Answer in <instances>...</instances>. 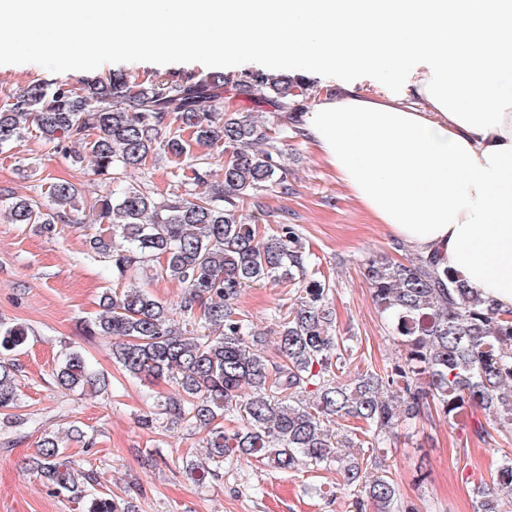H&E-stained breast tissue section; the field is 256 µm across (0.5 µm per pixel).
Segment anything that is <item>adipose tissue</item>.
<instances>
[{
	"mask_svg": "<svg viewBox=\"0 0 512 512\" xmlns=\"http://www.w3.org/2000/svg\"><path fill=\"white\" fill-rule=\"evenodd\" d=\"M37 43L95 64L104 53H199L277 66L420 71L402 94L347 82L300 129L372 223L512 308V0H0ZM96 42L81 40L86 27Z\"/></svg>",
	"mask_w": 512,
	"mask_h": 512,
	"instance_id": "adipose-tissue-1",
	"label": "adipose tissue"
}]
</instances>
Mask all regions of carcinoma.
I'll list each match as a JSON object with an SVG mask.
<instances>
[{
    "label": "carcinoma",
    "instance_id": "1",
    "mask_svg": "<svg viewBox=\"0 0 512 512\" xmlns=\"http://www.w3.org/2000/svg\"><path fill=\"white\" fill-rule=\"evenodd\" d=\"M254 86L266 89L258 111L275 114L282 126L319 94L307 81L259 71L141 81L91 74L77 85L34 78L0 104V150L34 138L48 154L80 165L90 161L116 186L95 200L97 229L86 245L91 258L112 262L116 279L132 283L105 293L101 313L84 330L112 338V358L130 377L174 384L176 394L159 405L160 414L207 430V463H188L191 479L204 485L244 458L276 471L303 459L317 469L342 468L346 483L363 489L360 512L368 505L377 512H413L398 504L388 476L366 479L363 462H343L337 445L380 448L394 428L429 406L450 421L481 408L511 427L512 310L481 296L460 272L440 271L422 257L369 258L365 279L402 353L381 375L341 380L337 371L352 347L335 333L330 281L315 268L296 225L282 222L268 232L243 214L248 203L261 207V193L286 194L290 187L269 121L224 107V100ZM193 146L224 148L221 180L204 158L191 155ZM168 155L192 159L188 173L179 174L181 191L164 195L126 181L129 172ZM46 194V205L1 194L0 218L59 233L58 225L73 223L80 192L58 179ZM147 271L184 288L181 327L165 304L133 283ZM266 281L283 283L293 294L279 310L274 359L238 306L244 289ZM26 340L24 327L0 326V352ZM17 372L14 360L0 358V411L9 425L15 420L9 410L19 407ZM55 381L68 390L108 393L109 382L78 350L65 352ZM244 387L251 393H242ZM385 387L399 405L382 394ZM337 418L357 426L337 437L330 429ZM221 419L235 426L226 428ZM64 448L62 438L48 433L32 459L56 493L82 512H133L124 500L96 491V478L68 465ZM490 477L492 485L473 489L475 512H499L501 495L512 493V457L497 458Z\"/></svg>",
    "mask_w": 512,
    "mask_h": 512
}]
</instances>
